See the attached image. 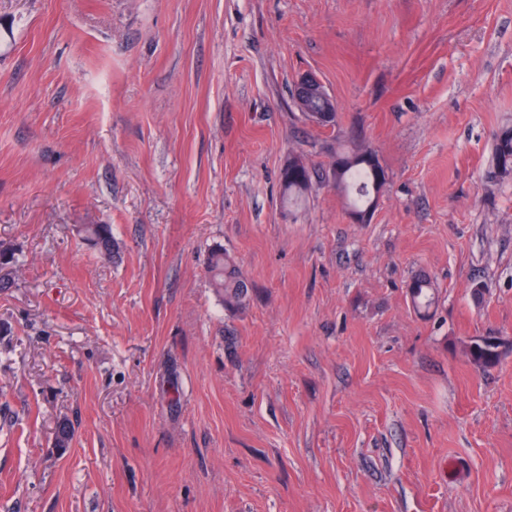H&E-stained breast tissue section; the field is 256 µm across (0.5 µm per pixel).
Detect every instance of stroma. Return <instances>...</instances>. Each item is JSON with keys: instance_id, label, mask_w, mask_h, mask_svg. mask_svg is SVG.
I'll list each match as a JSON object with an SVG mask.
<instances>
[{"instance_id": "stroma-1", "label": "stroma", "mask_w": 512, "mask_h": 512, "mask_svg": "<svg viewBox=\"0 0 512 512\" xmlns=\"http://www.w3.org/2000/svg\"><path fill=\"white\" fill-rule=\"evenodd\" d=\"M507 126L512 0H0V512H512ZM356 145L363 224L324 177ZM294 98L297 101L298 105L306 110V112L311 113H321V112H332L334 114V117L331 120L328 121H313L310 116H305L304 113L300 108H298L304 117L306 121L309 122L312 126L319 128V129H328V128H334L336 126V108L335 104L331 101H326L324 99H328L329 96L326 93V90L324 89L323 85L313 76H304L300 78L296 84L294 85ZM314 98H320L316 100H311ZM311 100V101H309ZM309 106L312 108H316L315 110H312L309 108L308 105L304 104L303 102H308ZM324 106L330 107L322 109ZM320 109V110H317ZM493 173L502 179L512 175V129L502 130L495 137ZM374 152L368 147L336 152L330 165L333 184L348 202L349 216H355L359 223H365L377 205V198L386 183L385 171L379 165L371 164L366 158ZM313 172L301 155L288 157L280 171V184L288 204H295L309 191ZM83 240L102 253L111 255L114 250L112 227L108 224H84L79 229ZM208 271L214 288L224 294L231 305H242L248 295V284L239 276L234 260L223 250L213 251L208 261ZM498 347L491 337L482 338L467 345V355L478 368L494 367L499 362Z\"/></svg>"}]
</instances>
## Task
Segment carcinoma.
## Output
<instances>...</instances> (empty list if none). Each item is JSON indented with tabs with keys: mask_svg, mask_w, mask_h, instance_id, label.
Returning <instances> with one entry per match:
<instances>
[{
	"mask_svg": "<svg viewBox=\"0 0 512 512\" xmlns=\"http://www.w3.org/2000/svg\"><path fill=\"white\" fill-rule=\"evenodd\" d=\"M373 151L367 147L339 151L330 165L333 184L348 202V214L358 222L377 205V198L386 183L385 171L379 164H372L367 157ZM494 175L505 179L512 176V129H505L495 137ZM313 172L305 159L297 154L288 157L280 171L283 196L295 204L309 191ZM83 240L102 253L112 254L114 243L109 224H84L79 229ZM208 271L216 290L231 305H241L248 295V284L239 276L234 260L223 250L213 251L208 261ZM432 284L426 278H417L411 286V301L417 309H427L434 301ZM467 355L478 368H490L499 362L498 345L492 338L475 340L467 345Z\"/></svg>",
	"mask_w": 512,
	"mask_h": 512,
	"instance_id": "cac0c4a2",
	"label": "carcinoma"
}]
</instances>
